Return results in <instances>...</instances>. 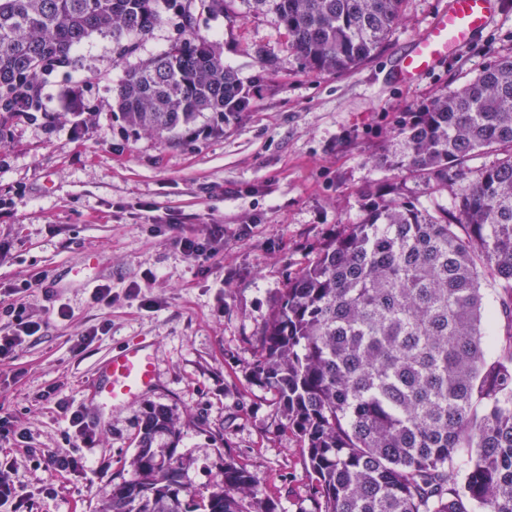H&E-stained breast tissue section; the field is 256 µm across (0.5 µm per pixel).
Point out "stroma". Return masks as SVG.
I'll return each instance as SVG.
<instances>
[{
    "mask_svg": "<svg viewBox=\"0 0 512 512\" xmlns=\"http://www.w3.org/2000/svg\"><path fill=\"white\" fill-rule=\"evenodd\" d=\"M502 2L490 27L405 86L398 60L448 0H406L383 49L342 74L305 68L273 15L231 21L191 0L197 33L220 47L251 95L238 121L196 140L183 129L167 142L112 115L125 71L177 36L172 13L134 55L117 59L111 35L96 33L71 68L45 79L44 118L16 121L0 138V309L17 300L47 321L0 367V421L30 434L25 443L0 435V459L30 494L26 512H100L131 476L152 406L178 421L176 457L191 491L212 490L231 455L276 492L283 512H309L300 444L252 380L259 337L289 278L358 223L362 187L394 184L428 208L450 206L464 189L459 181L433 192L381 158L397 148L408 113L512 56V0ZM170 215L197 236L223 225L219 254L192 260L171 231L150 233ZM25 279L36 280L34 292H18ZM102 284L111 305L91 300ZM62 303L64 320L54 313ZM135 338L153 342L158 386L145 400L100 409L95 370ZM64 401L83 413L92 444L72 438ZM48 452L78 454L87 467L51 475ZM45 484L53 495L40 494Z\"/></svg>",
    "mask_w": 512,
    "mask_h": 512,
    "instance_id": "35a3bbf8",
    "label": "stroma"
}]
</instances>
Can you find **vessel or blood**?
<instances>
[{
	"label": "vessel or blood",
	"mask_w": 512,
	"mask_h": 512,
	"mask_svg": "<svg viewBox=\"0 0 512 512\" xmlns=\"http://www.w3.org/2000/svg\"><path fill=\"white\" fill-rule=\"evenodd\" d=\"M501 9V0H448L447 10L433 19L402 56L396 70L398 81H417L451 50L488 28ZM93 381L102 404L114 408L148 396L157 384L151 345L144 341L123 344L98 368Z\"/></svg>",
	"instance_id": "b4317fda"
}]
</instances>
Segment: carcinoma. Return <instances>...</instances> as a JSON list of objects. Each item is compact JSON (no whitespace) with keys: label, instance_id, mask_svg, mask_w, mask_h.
Segmentation results:
<instances>
[{"label":"carcinoma","instance_id":"cac0c4a2","mask_svg":"<svg viewBox=\"0 0 512 512\" xmlns=\"http://www.w3.org/2000/svg\"><path fill=\"white\" fill-rule=\"evenodd\" d=\"M269 13L311 69L347 72L374 57L405 0H242ZM182 34L113 89L134 131L162 138L204 113L212 128L249 107L238 74L192 31L184 0H0V134L40 112L41 78L72 64L94 32L124 58L162 19ZM383 158L435 191L469 178L451 208L429 209L398 188L359 191L363 218L346 224L288 279L260 336L252 379L275 397L300 440L312 512H512V57L434 97L398 129ZM499 161L472 170L477 153ZM504 318L487 358L485 327ZM177 422L152 408L131 477L102 512H281L246 465L224 459L205 497L185 493Z\"/></svg>","mask_w":512,"mask_h":512}]
</instances>
